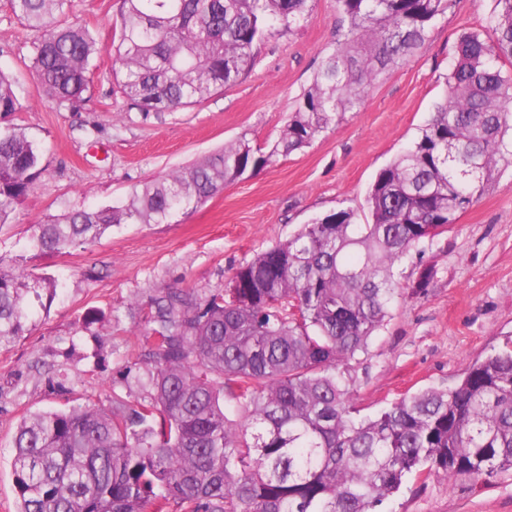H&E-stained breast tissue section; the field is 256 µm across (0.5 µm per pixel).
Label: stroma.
<instances>
[{
    "label": "stroma",
    "mask_w": 512,
    "mask_h": 512,
    "mask_svg": "<svg viewBox=\"0 0 512 512\" xmlns=\"http://www.w3.org/2000/svg\"><path fill=\"white\" fill-rule=\"evenodd\" d=\"M121 0H75L74 16L105 45L119 29ZM495 0H456L426 45L393 68L308 147L247 172L205 203L164 224H119L87 245L36 253V224L69 211L126 199L133 189L223 149L240 135L268 148L295 101L340 38L336 0H310L291 35L261 44L252 69L200 105L142 112L95 62L86 100L57 110L32 66L30 33L0 0V71L15 84L10 125L40 144L44 171L34 191L0 224V254L25 255L28 273L58 278L50 310L32 332L0 347V512H17L12 439L20 420L119 399L136 404V381L155 298L184 290L197 299L223 289L258 253L342 208L362 210L377 174L414 140L443 96L456 43L478 28ZM426 291L404 297L349 370L357 403L373 415L425 387L450 388L471 363L512 341V166L447 232L425 240L397 270ZM96 316L84 325L85 316ZM383 512H512V471L485 484L433 476L409 480Z\"/></svg>",
    "instance_id": "stroma-1"
}]
</instances>
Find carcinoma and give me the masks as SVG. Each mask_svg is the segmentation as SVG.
I'll list each match as a JSON object with an SVG mask.
<instances>
[{
	"label": "carcinoma",
	"instance_id": "obj_1",
	"mask_svg": "<svg viewBox=\"0 0 512 512\" xmlns=\"http://www.w3.org/2000/svg\"><path fill=\"white\" fill-rule=\"evenodd\" d=\"M453 0H337L343 34L296 100L268 153L243 134L124 202L38 224L28 247L60 252L116 224H160L309 145L358 108L388 69L429 40ZM463 33L447 88L413 144L365 200L304 225L237 269L200 303L155 299L143 351L149 396L23 417L13 438L18 512H378L411 477L488 481L512 470V344L472 363L452 388H425L360 416L348 364L410 288L395 267L456 223L512 164V0ZM309 0H123L117 41L103 47L61 25L74 0H11L32 34V64L57 108L85 100L107 50L123 94L143 112L194 106L236 83L266 38L285 37ZM18 109L0 71V117ZM42 150L0 127V224L34 188ZM432 277L426 271L416 292ZM61 282L0 255V346L34 327V306ZM236 400L240 421L224 410Z\"/></svg>",
	"mask_w": 512,
	"mask_h": 512
}]
</instances>
